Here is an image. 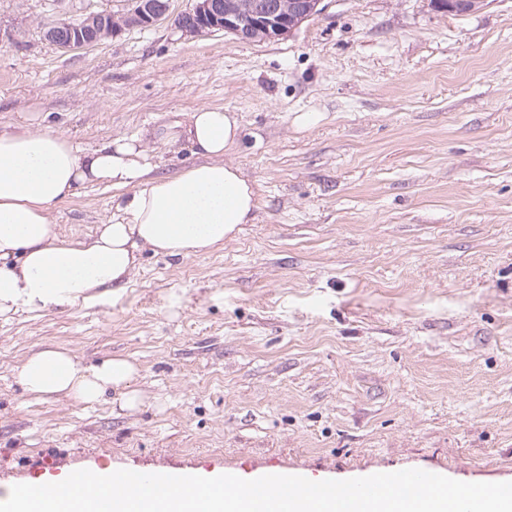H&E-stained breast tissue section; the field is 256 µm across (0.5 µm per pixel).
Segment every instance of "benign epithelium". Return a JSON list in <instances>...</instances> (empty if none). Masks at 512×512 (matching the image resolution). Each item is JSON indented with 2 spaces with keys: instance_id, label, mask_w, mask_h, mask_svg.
Here are the masks:
<instances>
[{
  "instance_id": "7a95c632",
  "label": "benign epithelium",
  "mask_w": 512,
  "mask_h": 512,
  "mask_svg": "<svg viewBox=\"0 0 512 512\" xmlns=\"http://www.w3.org/2000/svg\"><path fill=\"white\" fill-rule=\"evenodd\" d=\"M322 0H193L178 14L175 27L184 37L224 30L243 41H270L294 33L316 15ZM170 0H134L124 13L90 11L77 21L59 20L47 27L45 38L53 45L72 50L114 37L126 28H146L169 12Z\"/></svg>"
}]
</instances>
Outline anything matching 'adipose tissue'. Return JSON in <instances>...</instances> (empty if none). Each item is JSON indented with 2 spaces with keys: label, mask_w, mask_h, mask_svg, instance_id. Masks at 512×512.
<instances>
[{
  "label": "adipose tissue",
  "mask_w": 512,
  "mask_h": 512,
  "mask_svg": "<svg viewBox=\"0 0 512 512\" xmlns=\"http://www.w3.org/2000/svg\"><path fill=\"white\" fill-rule=\"evenodd\" d=\"M240 137L235 114L223 108L184 113L168 140L186 139L202 161L157 176L138 137L85 148L26 123L0 127V318L95 301L101 289L125 287L145 251L186 258L222 248L257 208L253 183L224 160ZM90 184L119 190L115 214L89 239L61 237L55 208ZM136 373L122 357L87 366L67 349L47 348L27 357L18 378L28 393L87 405L111 389L132 411L141 403Z\"/></svg>",
  "instance_id": "1"
}]
</instances>
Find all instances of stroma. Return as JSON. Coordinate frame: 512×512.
I'll return each mask as SVG.
<instances>
[{
    "mask_svg": "<svg viewBox=\"0 0 512 512\" xmlns=\"http://www.w3.org/2000/svg\"><path fill=\"white\" fill-rule=\"evenodd\" d=\"M190 5L64 51L51 23L129 0H0V125L142 133L169 174L199 161L166 143L177 113L221 107L257 189L222 250L147 254L94 303L0 319V485L131 465L512 482V0H323L262 42L183 37ZM114 195L87 186L58 232L94 233ZM49 347L128 358L141 405L28 394L17 371Z\"/></svg>",
    "mask_w": 512,
    "mask_h": 512,
    "instance_id": "stroma-1",
    "label": "stroma"
}]
</instances>
